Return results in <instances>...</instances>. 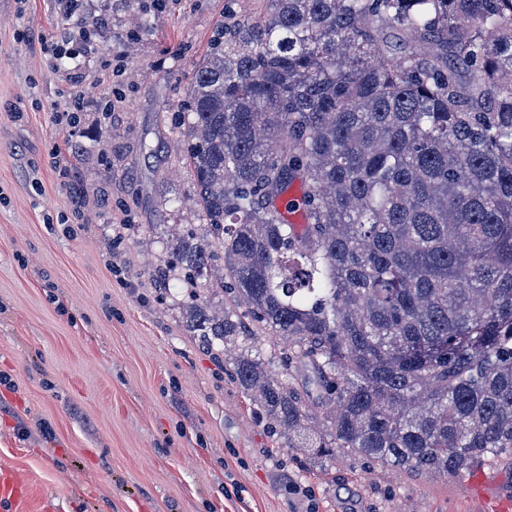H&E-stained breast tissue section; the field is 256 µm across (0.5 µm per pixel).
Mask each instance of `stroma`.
Instances as JSON below:
<instances>
[{
  "instance_id": "1",
  "label": "stroma",
  "mask_w": 512,
  "mask_h": 512,
  "mask_svg": "<svg viewBox=\"0 0 512 512\" xmlns=\"http://www.w3.org/2000/svg\"><path fill=\"white\" fill-rule=\"evenodd\" d=\"M266 5L79 0L109 22L67 133L61 71L15 39L57 24L50 0H0V468L24 481V512H483L466 470L289 448L186 325L196 299L224 306L223 260L198 292L152 277L175 237L210 238L181 137L187 88L225 24ZM99 56L122 59L119 76L96 73Z\"/></svg>"
}]
</instances>
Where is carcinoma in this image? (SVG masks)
Returning a JSON list of instances; mask_svg holds the SVG:
<instances>
[{"label":"carcinoma","instance_id":"1","mask_svg":"<svg viewBox=\"0 0 512 512\" xmlns=\"http://www.w3.org/2000/svg\"><path fill=\"white\" fill-rule=\"evenodd\" d=\"M223 34L183 122L213 243L172 251L192 288L220 251L286 349L268 369L202 300L188 327L290 448L445 477L512 453V0H268Z\"/></svg>","mask_w":512,"mask_h":512}]
</instances>
